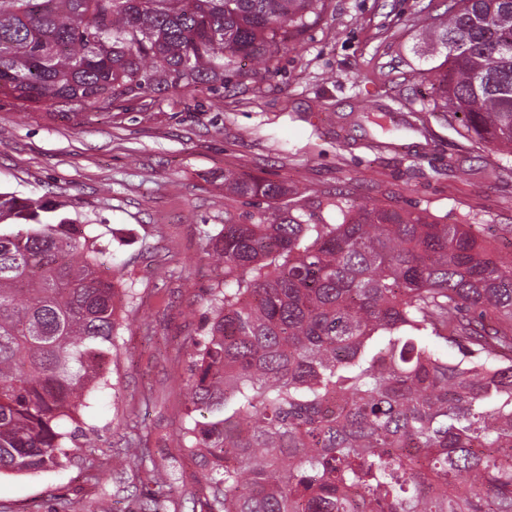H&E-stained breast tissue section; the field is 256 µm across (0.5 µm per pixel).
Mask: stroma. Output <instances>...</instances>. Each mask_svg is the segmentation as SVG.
Instances as JSON below:
<instances>
[{
	"mask_svg": "<svg viewBox=\"0 0 512 512\" xmlns=\"http://www.w3.org/2000/svg\"><path fill=\"white\" fill-rule=\"evenodd\" d=\"M444 0H326L320 18L273 73L253 64L225 84L159 89L112 104L22 103L0 95V192L54 204L101 235V268L123 267V313L108 388L83 414L105 468L128 437L180 478L191 512L201 468L174 437L187 400L191 339L200 337L218 270L203 233L260 208L224 192V172L294 188L310 209L348 203L422 211L440 224L477 222L512 256V156L467 138L433 110L421 75L434 67L424 19ZM389 113L397 130L367 116ZM113 477L82 459L31 476H0V512H138Z\"/></svg>",
	"mask_w": 512,
	"mask_h": 512,
	"instance_id": "35a3bbf8",
	"label": "stroma"
}]
</instances>
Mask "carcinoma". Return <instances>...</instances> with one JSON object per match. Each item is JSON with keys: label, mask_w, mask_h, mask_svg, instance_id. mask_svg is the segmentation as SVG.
Masks as SVG:
<instances>
[{"label": "carcinoma", "mask_w": 512, "mask_h": 512, "mask_svg": "<svg viewBox=\"0 0 512 512\" xmlns=\"http://www.w3.org/2000/svg\"><path fill=\"white\" fill-rule=\"evenodd\" d=\"M326 0H0V94L94 104L269 70ZM432 104L512 155V0H448L429 16ZM224 192L280 202L282 183L224 171ZM203 232L223 269L189 344L181 450L201 462L199 512H512V260L478 224H438L337 194ZM0 193V475L71 462L108 384L119 278L98 236ZM441 339L461 358L441 357ZM206 415L200 421L196 414ZM70 424L67 431L64 424ZM135 478L169 512V472Z\"/></svg>", "instance_id": "obj_1"}]
</instances>
